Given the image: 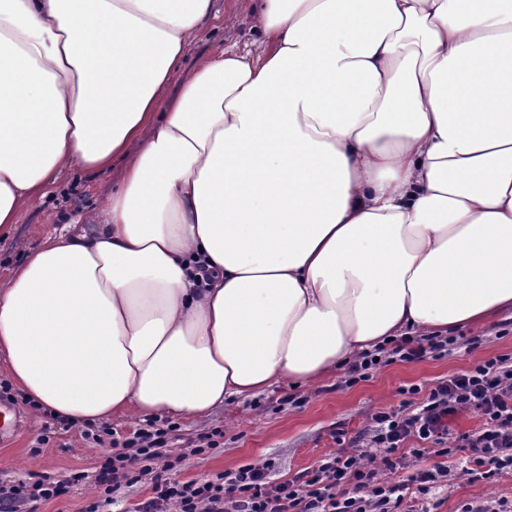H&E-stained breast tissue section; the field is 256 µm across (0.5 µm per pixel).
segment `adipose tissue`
<instances>
[{"instance_id": "obj_1", "label": "adipose tissue", "mask_w": 512, "mask_h": 512, "mask_svg": "<svg viewBox=\"0 0 512 512\" xmlns=\"http://www.w3.org/2000/svg\"><path fill=\"white\" fill-rule=\"evenodd\" d=\"M210 8L0 0V232L124 163L0 286V360L59 421L200 418L512 310V0H258L263 53L170 92Z\"/></svg>"}]
</instances>
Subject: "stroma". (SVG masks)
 Instances as JSON below:
<instances>
[{"instance_id":"35a3bbf8","label":"stroma","mask_w":512,"mask_h":512,"mask_svg":"<svg viewBox=\"0 0 512 512\" xmlns=\"http://www.w3.org/2000/svg\"><path fill=\"white\" fill-rule=\"evenodd\" d=\"M254 0H212L198 35L190 45L173 84L187 77L198 60L218 49L236 47L261 53L263 34L254 14ZM120 164L110 170L89 173L77 168L57 183L41 201L22 206L7 236L0 239V283L12 268L22 263L27 252L49 235L70 223H84L96 208L102 188L121 178ZM455 335L481 337L474 350L455 346L449 353L418 362L395 361L370 370L368 378L348 384L345 369H338L318 384L297 386L287 382L248 398H232L203 418L182 419L167 436L166 449L182 456L180 467L169 477L178 482L216 478L238 467L272 460L273 482L293 479L305 469L316 468L337 448L336 430L355 436L366 429L378 411L399 408L402 390L416 386L429 392L442 379L470 369L499 355L512 356V310L498 314L483 325L460 326ZM0 384L9 388L6 405L15 415L13 432L0 436V485L55 481L78 473L82 479L62 497L39 503L37 512H84L100 493L93 477L104 460V450L83 438L84 426L54 423L57 435L48 445L38 446L41 431L33 423V412L17 386L12 385L7 367L0 361ZM222 431L220 446L198 451V437ZM450 482L440 483L429 495L432 512H460L467 503L504 505L512 508V473L493 480L470 481L451 465Z\"/></svg>"}]
</instances>
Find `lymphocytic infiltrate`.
I'll list each match as a JSON object with an SVG mask.
<instances>
[{
	"instance_id": "lymphocytic-infiltrate-1",
	"label": "lymphocytic infiltrate",
	"mask_w": 512,
	"mask_h": 512,
	"mask_svg": "<svg viewBox=\"0 0 512 512\" xmlns=\"http://www.w3.org/2000/svg\"><path fill=\"white\" fill-rule=\"evenodd\" d=\"M454 340L442 336H403L392 348L363 353L351 364L350 381L367 378L369 370L396 360L420 361L441 354ZM470 411L483 419L481 427L454 434L452 420ZM175 424L163 428L136 429L129 437H112L114 451L100 466L95 484L100 496L84 512H105L122 487L151 477L153 495L135 512H387L388 506L402 512H429L428 507L407 505L408 493L429 494L449 470L442 465L408 471V457L432 452L440 458L456 452L467 455L464 475L488 479L512 470V357L500 355L474 368L449 376L431 389L420 409L407 405L372 415L369 427L354 437L334 432L337 453L301 476L280 483L270 479L271 462L247 464L224 473L217 480L201 483L170 482L164 472L175 463L165 451L167 435ZM418 448L402 456L408 440ZM407 470L406 479L388 477ZM68 480L42 481L0 487V512H36L38 503L65 494Z\"/></svg>"
}]
</instances>
